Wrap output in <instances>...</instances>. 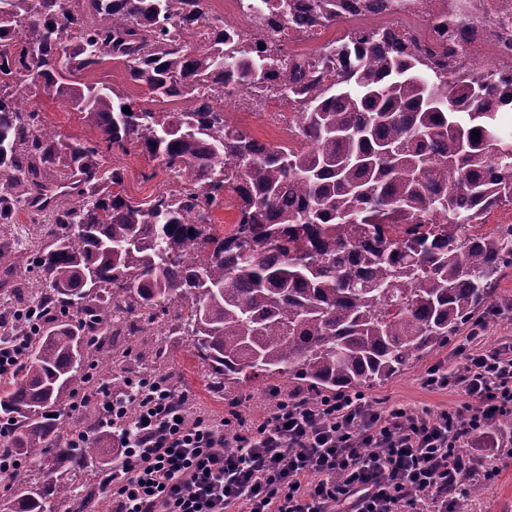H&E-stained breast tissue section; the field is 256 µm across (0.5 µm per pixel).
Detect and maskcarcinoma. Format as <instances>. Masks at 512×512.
<instances>
[{
    "mask_svg": "<svg viewBox=\"0 0 512 512\" xmlns=\"http://www.w3.org/2000/svg\"><path fill=\"white\" fill-rule=\"evenodd\" d=\"M0 224L44 194L46 225L34 268L46 287L14 301L44 309L18 372L1 380L0 417L16 423L0 484L26 464L55 479L19 491L13 512H96L95 435L55 442L49 414L116 363L112 318L139 314L154 336L188 337L211 384L229 392L261 378L301 383L303 399L371 387L448 344L480 309L496 305L512 265V224L469 234L512 204V76L467 72L458 39L476 18L457 3L437 26V53L464 75L448 79L390 29L357 32L313 54L284 57L272 38L224 26L207 0H0ZM276 32L306 34L343 19L338 0H255ZM208 30L200 46L188 39ZM42 61L30 75L32 59ZM117 61L155 102L140 106L85 79ZM297 110L306 149L268 145L228 122L214 103L227 89L272 87ZM61 99L97 127L96 141L49 129L25 97ZM130 107L131 113L122 112ZM477 130L480 136L471 132ZM138 147L184 187L146 202L124 191L108 153ZM238 219L213 213L226 196ZM194 233H189V230Z\"/></svg>",
    "mask_w": 512,
    "mask_h": 512,
    "instance_id": "obj_1",
    "label": "carcinoma"
}]
</instances>
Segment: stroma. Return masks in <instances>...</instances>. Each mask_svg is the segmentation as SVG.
<instances>
[{
    "mask_svg": "<svg viewBox=\"0 0 512 512\" xmlns=\"http://www.w3.org/2000/svg\"><path fill=\"white\" fill-rule=\"evenodd\" d=\"M24 106L37 112L47 127L62 134L80 139H95L100 135L96 127L85 122L80 113L72 111L63 101L32 97L25 101ZM227 117L266 144L280 145L284 142L280 131L267 123L264 114L239 100L229 101ZM106 163L124 169L126 191L133 199H150L168 188L173 180L169 172L155 169L153 162L136 149L126 154L107 155ZM38 233L39 227L26 209L17 211L12 223L0 224V250L9 256L25 259L24 264L10 271L0 266V304L4 303L9 288L15 283L35 279L36 272L26 260L36 251ZM497 292L499 306L494 313L484 315L479 328L482 346L486 349L512 346V267L503 269ZM149 342L166 354L164 362L156 369L157 375H177L181 388L190 392L191 414L221 419L233 408L249 419L260 420L285 397L284 392L259 379L252 381L243 395L217 392L209 385L202 368L198 367L186 337L153 336ZM461 363L455 344H448L432 351L422 361L381 386L369 390L368 395L388 407H410L419 411L460 407L466 401L460 387L431 388L426 386L425 378L433 366L441 364L455 372L460 370ZM500 467L497 478L488 483L485 495L477 500H466L459 512H512V458H502Z\"/></svg>",
    "mask_w": 512,
    "mask_h": 512,
    "instance_id": "35a3bbf8",
    "label": "stroma"
}]
</instances>
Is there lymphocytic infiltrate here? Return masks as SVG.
I'll list each match as a JSON object with an SVG mask.
<instances>
[{"instance_id":"1","label":"lymphocytic infiltrate","mask_w":512,"mask_h":512,"mask_svg":"<svg viewBox=\"0 0 512 512\" xmlns=\"http://www.w3.org/2000/svg\"><path fill=\"white\" fill-rule=\"evenodd\" d=\"M466 336L459 374L434 366L427 383L458 385L462 408L419 412L364 395L279 401L260 421L241 413L188 418L187 391L163 377L119 395L90 391L111 430L112 512H456V449L512 414V346Z\"/></svg>"}]
</instances>
